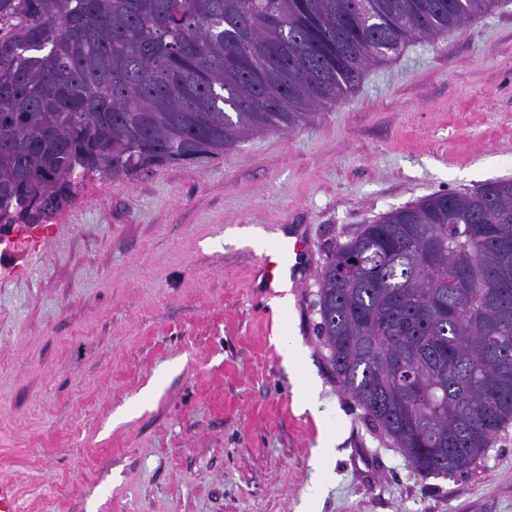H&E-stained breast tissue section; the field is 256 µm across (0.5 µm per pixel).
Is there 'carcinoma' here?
<instances>
[{
  "label": "carcinoma",
  "instance_id": "carcinoma-1",
  "mask_svg": "<svg viewBox=\"0 0 512 512\" xmlns=\"http://www.w3.org/2000/svg\"><path fill=\"white\" fill-rule=\"evenodd\" d=\"M512 0H0V234L86 181L288 132L415 40ZM316 336L365 417L454 478L512 424V180L361 225L317 272Z\"/></svg>",
  "mask_w": 512,
  "mask_h": 512
}]
</instances>
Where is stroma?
Masks as SVG:
<instances>
[{"label":"stroma","mask_w":512,"mask_h":512,"mask_svg":"<svg viewBox=\"0 0 512 512\" xmlns=\"http://www.w3.org/2000/svg\"><path fill=\"white\" fill-rule=\"evenodd\" d=\"M502 179L512 4L371 66L290 132L87 183L38 251L0 263V480L19 512H512V427L467 474L422 476L313 330L331 245ZM297 230L309 251L282 307L249 236L271 247ZM309 375L314 414L296 406ZM326 435L339 442L320 468Z\"/></svg>","instance_id":"1"}]
</instances>
